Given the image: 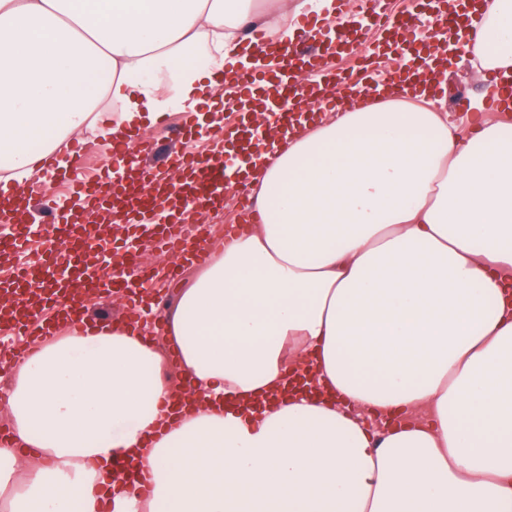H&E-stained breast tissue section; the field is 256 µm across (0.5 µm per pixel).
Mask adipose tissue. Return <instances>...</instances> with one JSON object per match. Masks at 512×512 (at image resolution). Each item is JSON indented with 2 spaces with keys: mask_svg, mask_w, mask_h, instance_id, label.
Returning a JSON list of instances; mask_svg holds the SVG:
<instances>
[{
  "mask_svg": "<svg viewBox=\"0 0 512 512\" xmlns=\"http://www.w3.org/2000/svg\"><path fill=\"white\" fill-rule=\"evenodd\" d=\"M453 8L469 38L437 41L414 91L268 127L242 167L258 221L178 288L164 346L84 321L14 365L0 512H512V120L463 132L444 110L455 52L484 97L512 81V0ZM335 12L279 0L266 25L285 40L289 14ZM255 18L252 0H0L12 212L45 164L68 168L70 135L123 147L171 108L208 125Z\"/></svg>",
  "mask_w": 512,
  "mask_h": 512,
  "instance_id": "1",
  "label": "adipose tissue"
}]
</instances>
